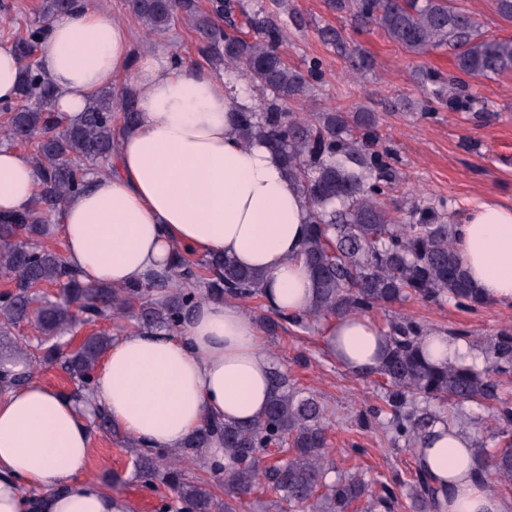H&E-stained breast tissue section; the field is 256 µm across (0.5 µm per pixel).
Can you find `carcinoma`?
Returning <instances> with one entry per match:
<instances>
[{
	"instance_id": "cac0c4a2",
	"label": "carcinoma",
	"mask_w": 512,
	"mask_h": 512,
	"mask_svg": "<svg viewBox=\"0 0 512 512\" xmlns=\"http://www.w3.org/2000/svg\"><path fill=\"white\" fill-rule=\"evenodd\" d=\"M73 2L42 0L38 19L15 36L20 93L15 101L0 104V142L31 147L29 159L40 181L34 211L0 215V370L16 363L34 367L27 347L14 340L15 330L32 319L42 335L40 362L60 364L86 392L112 336L93 333L64 352L53 340L77 322L134 313L143 329L175 333L207 299L243 301L260 296L263 275L242 269L221 254L200 261L179 255L171 273L153 275L141 284L91 286L69 273L63 256L44 244L52 235L49 214L87 186L89 167L112 158L119 132L116 121L129 126L137 107L136 93L128 90L117 99L106 89L72 121L55 110L54 86L38 69L36 53L49 22L70 12ZM126 5L148 34L166 31L181 17L190 19L200 55L217 68L244 71L265 109L239 112L240 137L263 140L279 152L288 174L308 198L311 232L302 258L314 282L310 305L291 316H264L262 329L274 334L284 322L301 327L312 318L369 314L411 297L431 303L448 300L467 310L486 305L463 267L447 200L415 204L407 220L386 206L399 171L393 149L382 143L376 113L359 107L306 117L290 109L291 102L320 82L322 62L311 58L301 67L289 65L280 51L288 38L281 24L249 18L253 36L247 39L235 32L234 0H208L204 10L197 0H126ZM327 5L359 27L381 30L412 55L450 48L457 71L467 76L491 78L512 70V39L483 37L472 13L452 0H327ZM318 34L347 59L353 73L370 67L368 57L348 48L336 28L327 26ZM422 84L431 85L427 94L435 101L446 100L451 108L468 105L457 91L444 97V83L430 73L422 75ZM198 281L205 292L195 288ZM48 285L60 287L58 300L39 298ZM426 334L427 328L409 317L387 323L388 352L374 370L384 405L362 411V419L389 413L396 437L417 448L437 423L455 422L454 414L421 408L419 401L490 404L494 436L504 446L494 452L483 445L477 448L480 480L492 493L497 483L511 485L512 400L501 397L497 376L512 371V329L497 335L482 366L431 362ZM272 378L273 394L258 420L250 425L212 424L178 454L142 453L137 464L143 475L173 491L183 512H235L236 499L256 489L275 494L276 512H350L368 495V484L352 474L326 482L334 467L328 457L322 404L314 395L300 393L279 369H273ZM214 436L222 438L230 463L215 484L189 479L185 461ZM271 448L281 449L282 456L269 463L264 458ZM412 480L421 512L445 508L447 488L435 485L418 465ZM216 485L224 487L231 501L219 502ZM396 500L393 488L385 486L368 500V512H393Z\"/></svg>"
}]
</instances>
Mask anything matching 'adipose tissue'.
Instances as JSON below:
<instances>
[{"label":"adipose tissue","instance_id":"adipose-tissue-1","mask_svg":"<svg viewBox=\"0 0 512 512\" xmlns=\"http://www.w3.org/2000/svg\"><path fill=\"white\" fill-rule=\"evenodd\" d=\"M133 33L88 0L55 18L36 61L56 109L80 116L90 98L132 74L135 120L120 130L112 170L91 176L53 221L67 268L91 285H135L185 255L219 253L264 275L265 305L282 314L311 298L302 262L310 206L278 153L236 132L249 99L230 79L165 54L133 59ZM38 179L27 156L0 146V212L30 210ZM463 265L487 301L512 304V208L484 201L455 218ZM325 351L356 374L381 365L388 344L370 317L324 327ZM261 332L239 303L208 300L181 333L135 330L99 361L86 399L36 378L0 387V512H129L127 501L87 477L91 418L107 415L139 449L181 450L213 423L250 424L272 393ZM417 461L448 484V512H512L478 482L465 431L436 425Z\"/></svg>","mask_w":512,"mask_h":512}]
</instances>
